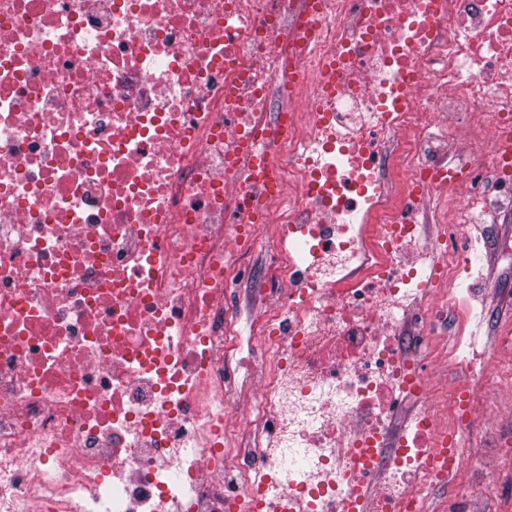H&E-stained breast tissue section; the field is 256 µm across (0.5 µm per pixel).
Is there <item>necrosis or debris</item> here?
I'll use <instances>...</instances> for the list:
<instances>
[{
	"mask_svg": "<svg viewBox=\"0 0 512 512\" xmlns=\"http://www.w3.org/2000/svg\"><path fill=\"white\" fill-rule=\"evenodd\" d=\"M507 140L512 0H0V512H422L443 435L512 485V335L479 369L429 288L512 258L469 232ZM487 412L502 416L511 428L512 421V379L505 377L502 380V389L488 404ZM510 417V421H509Z\"/></svg>",
	"mask_w": 512,
	"mask_h": 512,
	"instance_id": "obj_1",
	"label": "necrosis or debris"
}]
</instances>
